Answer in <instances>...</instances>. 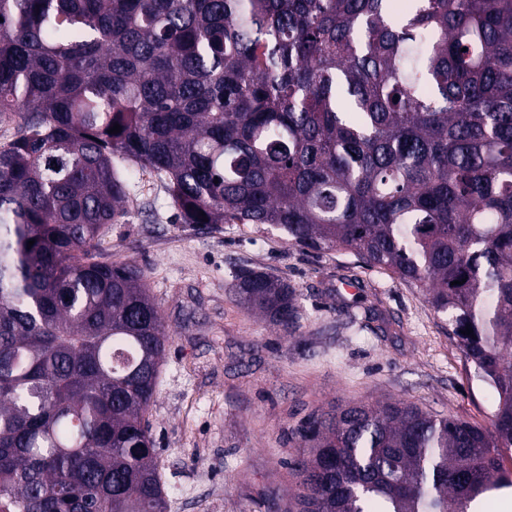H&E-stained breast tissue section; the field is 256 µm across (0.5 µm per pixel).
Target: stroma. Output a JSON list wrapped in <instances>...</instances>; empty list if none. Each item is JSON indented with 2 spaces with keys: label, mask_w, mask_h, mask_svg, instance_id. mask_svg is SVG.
<instances>
[{
  "label": "stroma",
  "mask_w": 512,
  "mask_h": 512,
  "mask_svg": "<svg viewBox=\"0 0 512 512\" xmlns=\"http://www.w3.org/2000/svg\"><path fill=\"white\" fill-rule=\"evenodd\" d=\"M134 184L99 255L144 271L171 334L149 416L168 512H267L262 488L296 487V428L335 405L405 399L490 424L494 390L420 289L265 224L182 223L163 181L144 169ZM243 268L297 288L293 332L236 303Z\"/></svg>",
  "instance_id": "35a3bbf8"
}]
</instances>
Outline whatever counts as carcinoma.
Here are the masks:
<instances>
[{
  "mask_svg": "<svg viewBox=\"0 0 512 512\" xmlns=\"http://www.w3.org/2000/svg\"><path fill=\"white\" fill-rule=\"evenodd\" d=\"M0 17V512H167L146 414L170 333L142 269L95 260L135 165L186 224H267L421 289L496 394L488 427L406 400L311 414L285 512H471L512 487V0ZM235 280L294 327L288 280Z\"/></svg>",
  "mask_w": 512,
  "mask_h": 512,
  "instance_id": "cac0c4a2",
  "label": "carcinoma"
}]
</instances>
